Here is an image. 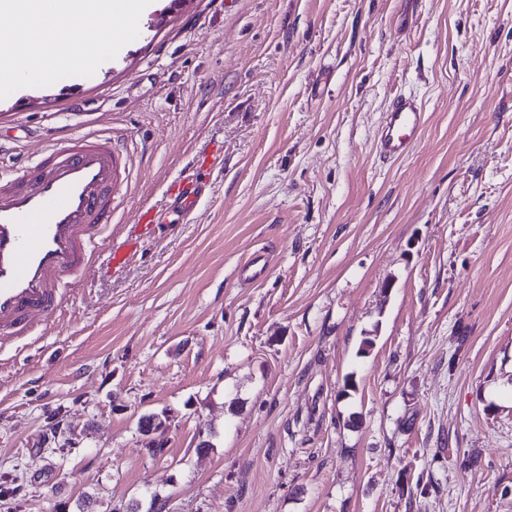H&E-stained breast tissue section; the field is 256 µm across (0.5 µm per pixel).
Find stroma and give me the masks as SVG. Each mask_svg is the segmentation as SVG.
<instances>
[{
    "label": "stroma",
    "instance_id": "stroma-1",
    "mask_svg": "<svg viewBox=\"0 0 512 512\" xmlns=\"http://www.w3.org/2000/svg\"><path fill=\"white\" fill-rule=\"evenodd\" d=\"M139 28L0 99V176L109 133L114 240L169 218L0 345V512H512V0H157ZM399 93L426 123L385 161ZM171 190H174V194L178 199L181 209L190 211L198 206L200 194L195 192L193 181L185 179L176 180L171 184L170 191Z\"/></svg>",
    "mask_w": 512,
    "mask_h": 512
}]
</instances>
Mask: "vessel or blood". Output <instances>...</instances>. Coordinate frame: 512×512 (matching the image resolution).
<instances>
[{
  "label": "vessel or blood",
  "instance_id": "obj_1",
  "mask_svg": "<svg viewBox=\"0 0 512 512\" xmlns=\"http://www.w3.org/2000/svg\"><path fill=\"white\" fill-rule=\"evenodd\" d=\"M416 99L395 95L376 141L380 158L410 154L425 125ZM126 175V158L111 135L88 132L65 143H46L35 164L23 167L11 186H0V338L29 335L49 320L74 274L95 263L105 248L113 269L124 267L132 239L112 240L115 190ZM181 209L200 201L191 181L171 185Z\"/></svg>",
  "mask_w": 512,
  "mask_h": 512
}]
</instances>
